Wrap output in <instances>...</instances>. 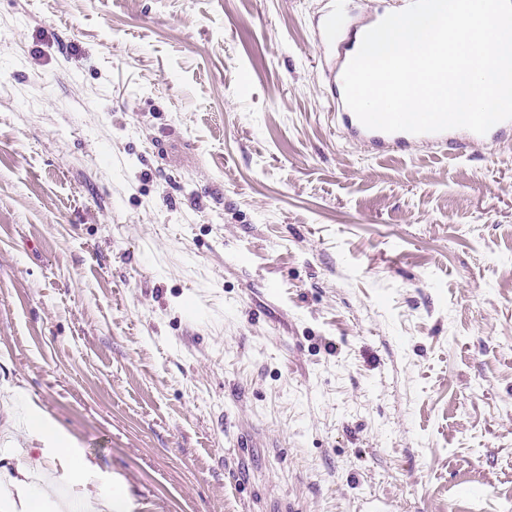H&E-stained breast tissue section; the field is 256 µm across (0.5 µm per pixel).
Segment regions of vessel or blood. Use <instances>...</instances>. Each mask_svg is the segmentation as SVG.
Returning a JSON list of instances; mask_svg holds the SVG:
<instances>
[{
  "mask_svg": "<svg viewBox=\"0 0 512 512\" xmlns=\"http://www.w3.org/2000/svg\"><path fill=\"white\" fill-rule=\"evenodd\" d=\"M345 11V0H334L324 25L318 31L317 41L321 52L334 54L335 60L328 70V77L340 109V121L344 133L359 144L372 147L375 152L390 150L404 152L419 144L446 145L465 153L479 143L512 142V120H505L494 125L486 134L479 135L472 131L458 133L451 129L438 133L412 134L409 132L387 133L366 128L345 102L343 73L349 61L356 53L359 37L366 31L365 26H341L337 20Z\"/></svg>",
  "mask_w": 512,
  "mask_h": 512,
  "instance_id": "1",
  "label": "vessel or blood"
}]
</instances>
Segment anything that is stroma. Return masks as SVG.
<instances>
[{"instance_id": "stroma-1", "label": "stroma", "mask_w": 512, "mask_h": 512, "mask_svg": "<svg viewBox=\"0 0 512 512\" xmlns=\"http://www.w3.org/2000/svg\"><path fill=\"white\" fill-rule=\"evenodd\" d=\"M329 8L0 0V499L512 512V145L346 141ZM18 478H15V485L23 491L24 495V505H23V511L24 512H39L44 511L45 509V495L44 494H38L35 489L32 487V485L29 483V470L28 468L21 467L18 469Z\"/></svg>"}]
</instances>
